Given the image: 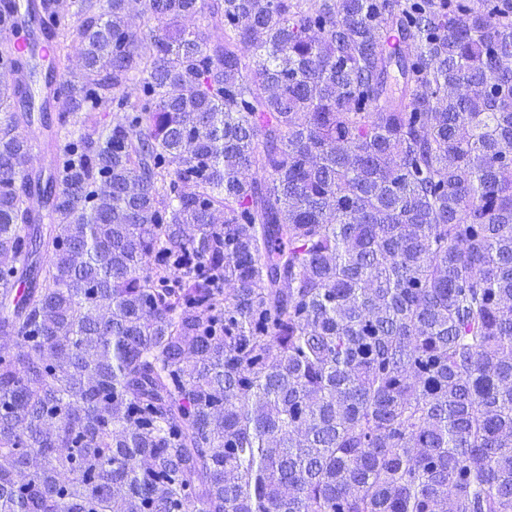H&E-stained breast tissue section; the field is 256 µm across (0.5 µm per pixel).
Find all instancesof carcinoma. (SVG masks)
<instances>
[{
	"label": "carcinoma",
	"mask_w": 512,
	"mask_h": 512,
	"mask_svg": "<svg viewBox=\"0 0 512 512\" xmlns=\"http://www.w3.org/2000/svg\"><path fill=\"white\" fill-rule=\"evenodd\" d=\"M46 11L43 86L0 39V512H512V0ZM55 112H48V118L46 119V125H50L51 128H48L49 131L46 132V137L44 139V130L41 129V125H35V132L31 136V145L35 140H40L42 142L41 145H37V148H33L31 146L28 160V167L33 172H39L45 170V167L49 164L50 154L46 151L45 143L48 139V135L50 134V130L56 128L57 122L55 121Z\"/></svg>",
	"instance_id": "obj_1"
}]
</instances>
